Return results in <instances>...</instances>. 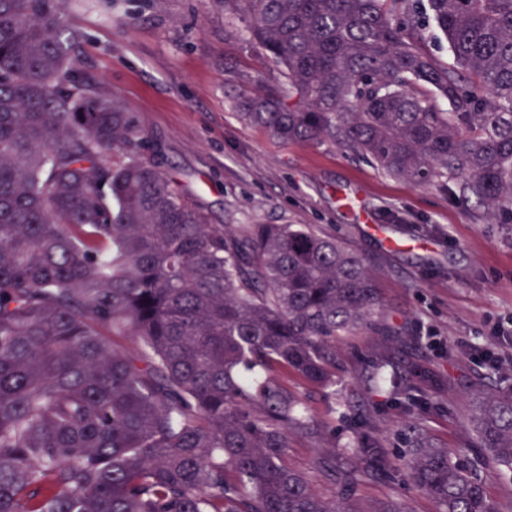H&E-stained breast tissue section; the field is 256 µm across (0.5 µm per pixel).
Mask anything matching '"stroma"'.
<instances>
[{"label":"stroma","mask_w":512,"mask_h":512,"mask_svg":"<svg viewBox=\"0 0 512 512\" xmlns=\"http://www.w3.org/2000/svg\"><path fill=\"white\" fill-rule=\"evenodd\" d=\"M62 17L87 35L76 51L81 69L136 113L157 160L209 223L232 236L250 224H305L364 255L402 348L448 380L423 407L371 394L370 427L384 446L402 453L400 432L411 424L450 449L472 447L475 390H512V345L491 332L512 320V223L449 201L437 184L393 179L330 141L284 143L244 121L226 90L239 73L259 87L279 71L265 55L226 41L249 19L226 14L218 0H71ZM381 348L376 336L338 341L337 375L354 384L361 355ZM288 387L345 441L354 413L339 415L296 378ZM287 460L322 496H338L309 439L291 435ZM356 494L364 507L392 496L410 512H436L426 495L385 479L362 480Z\"/></svg>","instance_id":"obj_1"}]
</instances>
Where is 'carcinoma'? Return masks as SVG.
I'll list each match as a JSON object with an SVG mask.
<instances>
[{"instance_id": "cac0c4a2", "label": "carcinoma", "mask_w": 512, "mask_h": 512, "mask_svg": "<svg viewBox=\"0 0 512 512\" xmlns=\"http://www.w3.org/2000/svg\"><path fill=\"white\" fill-rule=\"evenodd\" d=\"M224 0L228 33L283 81L235 107L285 142L328 139L390 177L512 221V0ZM60 0H0V512H362L361 478L408 477L437 512H499L466 456L421 429L390 457L360 390L336 391V340L390 336L364 256L292 224L229 238L173 187L138 117L73 52ZM453 65L425 48L429 28ZM448 103L443 109L440 102ZM130 338L126 348L120 340ZM356 411L340 447L280 379ZM366 382L425 403L410 361ZM468 425L512 473V392ZM330 452L320 496L288 435Z\"/></svg>"}]
</instances>
